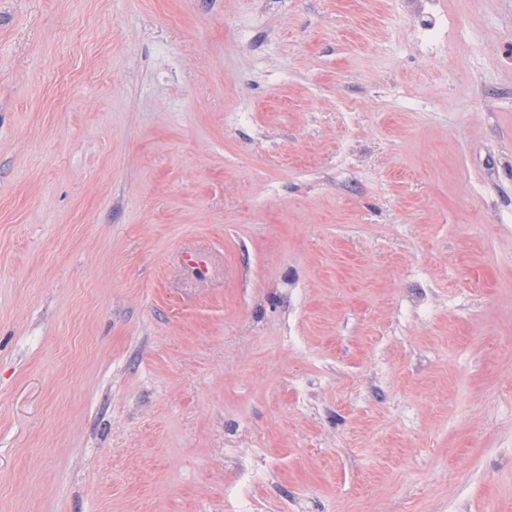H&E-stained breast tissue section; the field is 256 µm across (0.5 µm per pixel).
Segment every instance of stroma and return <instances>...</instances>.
<instances>
[{
    "label": "stroma",
    "instance_id": "stroma-1",
    "mask_svg": "<svg viewBox=\"0 0 512 512\" xmlns=\"http://www.w3.org/2000/svg\"><path fill=\"white\" fill-rule=\"evenodd\" d=\"M0 512H512V0H0Z\"/></svg>",
    "mask_w": 512,
    "mask_h": 512
}]
</instances>
